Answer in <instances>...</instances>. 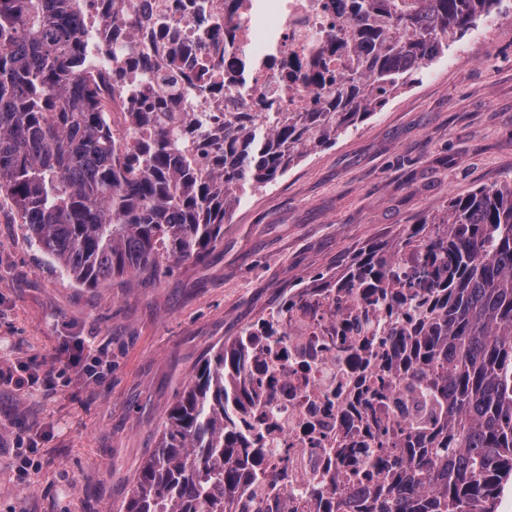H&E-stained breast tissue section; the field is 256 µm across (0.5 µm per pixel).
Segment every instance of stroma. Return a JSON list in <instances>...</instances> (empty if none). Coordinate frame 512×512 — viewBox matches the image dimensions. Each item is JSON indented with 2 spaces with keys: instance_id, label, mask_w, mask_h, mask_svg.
I'll return each instance as SVG.
<instances>
[{
  "instance_id": "stroma-1",
  "label": "stroma",
  "mask_w": 512,
  "mask_h": 512,
  "mask_svg": "<svg viewBox=\"0 0 512 512\" xmlns=\"http://www.w3.org/2000/svg\"><path fill=\"white\" fill-rule=\"evenodd\" d=\"M468 33L336 143L241 194L202 262L88 288L0 204V512H124L168 410L211 350L291 289L512 180V19ZM37 444L20 476L15 451Z\"/></svg>"
}]
</instances>
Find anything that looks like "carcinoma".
Here are the masks:
<instances>
[{
	"label": "carcinoma",
	"mask_w": 512,
	"mask_h": 512,
	"mask_svg": "<svg viewBox=\"0 0 512 512\" xmlns=\"http://www.w3.org/2000/svg\"><path fill=\"white\" fill-rule=\"evenodd\" d=\"M85 0H0V198L25 237L88 287L165 261H201L247 186L269 185L298 158L336 143L489 17L501 0H353L351 55L340 83L311 112H226L218 146L200 166L191 113L168 112L166 92L134 106L123 138L105 119L87 67ZM424 246L433 287L392 279L399 253ZM360 286L418 323L381 364L382 388L364 399L369 433L391 380L421 400L411 427L426 446L369 489L366 512H496L512 480V182L482 187L425 218L388 248H369L317 285ZM310 289L288 295L282 321ZM241 337L205 359L169 410L125 512H236L247 508L241 470L261 449L234 431L254 406L240 379ZM234 401L237 410L229 409Z\"/></svg>",
	"instance_id": "cac0c4a2"
}]
</instances>
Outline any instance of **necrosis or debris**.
<instances>
[{
    "label": "necrosis or debris",
    "mask_w": 512,
    "mask_h": 512,
    "mask_svg": "<svg viewBox=\"0 0 512 512\" xmlns=\"http://www.w3.org/2000/svg\"><path fill=\"white\" fill-rule=\"evenodd\" d=\"M350 0H133L138 18L129 27L114 0H95L81 16L89 42L116 40L123 77L112 82V59L92 54L93 77L106 99L107 121L125 129L133 101L158 87L136 63L137 47L162 74L175 72L171 37L195 59L186 71L195 88L172 100L176 112H196L198 143L211 144L228 112L269 106L280 112L315 108L318 86L300 69L323 62L331 76L346 71V55L335 43L349 32ZM410 310L386 316L361 289L312 293L291 311L276 335L263 337L265 353L244 362L255 405L240 427L244 439L263 449L260 471L274 478L276 492L256 487L257 512H326L336 497L358 500L379 479L378 450L387 436L415 446L409 431L412 401L396 394L381 406L387 436L367 438L358 419L348 418L349 401L365 375V344L386 347L391 335L409 328ZM359 471L357 481L347 472Z\"/></svg>",
    "instance_id": "necrosis-or-debris-1"
}]
</instances>
